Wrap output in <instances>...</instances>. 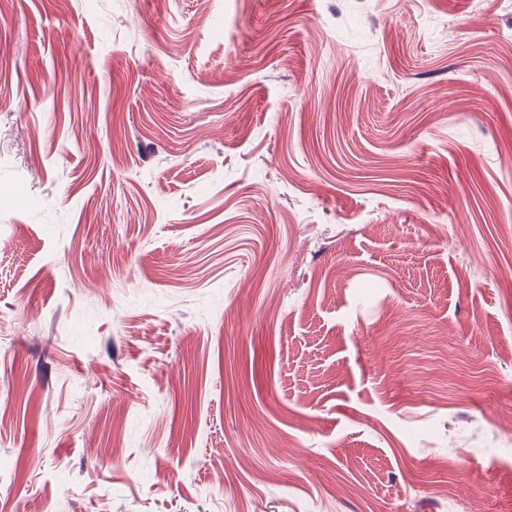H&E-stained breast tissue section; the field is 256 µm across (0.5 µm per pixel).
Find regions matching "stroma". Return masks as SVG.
Here are the masks:
<instances>
[{"mask_svg":"<svg viewBox=\"0 0 512 512\" xmlns=\"http://www.w3.org/2000/svg\"><path fill=\"white\" fill-rule=\"evenodd\" d=\"M512 0H0V512H512Z\"/></svg>","mask_w":512,"mask_h":512,"instance_id":"35a3bbf8","label":"stroma"}]
</instances>
